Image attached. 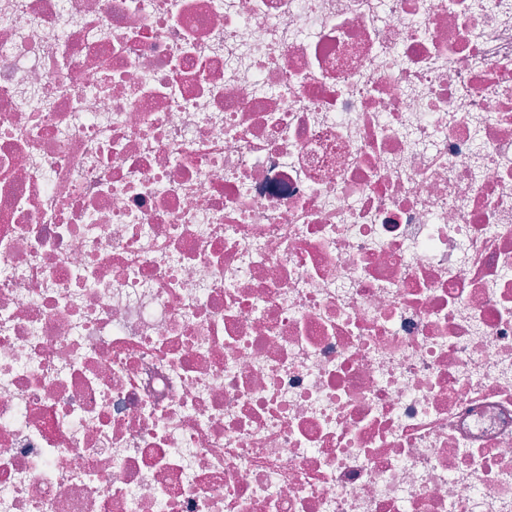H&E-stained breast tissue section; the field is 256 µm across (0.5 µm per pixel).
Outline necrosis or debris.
<instances>
[{
  "label": "necrosis or debris",
  "mask_w": 512,
  "mask_h": 512,
  "mask_svg": "<svg viewBox=\"0 0 512 512\" xmlns=\"http://www.w3.org/2000/svg\"><path fill=\"white\" fill-rule=\"evenodd\" d=\"M0 512H512V0H0Z\"/></svg>",
  "instance_id": "1"
}]
</instances>
